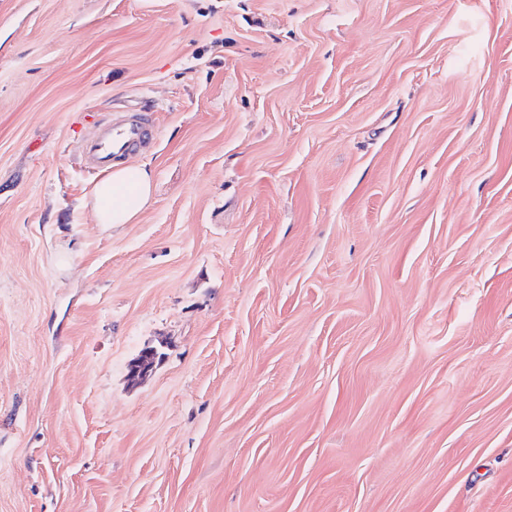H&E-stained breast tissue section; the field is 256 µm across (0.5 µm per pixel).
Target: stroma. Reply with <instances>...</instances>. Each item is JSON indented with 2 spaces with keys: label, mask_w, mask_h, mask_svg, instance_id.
Returning <instances> with one entry per match:
<instances>
[{
  "label": "stroma",
  "mask_w": 512,
  "mask_h": 512,
  "mask_svg": "<svg viewBox=\"0 0 512 512\" xmlns=\"http://www.w3.org/2000/svg\"><path fill=\"white\" fill-rule=\"evenodd\" d=\"M0 512H512V0H0ZM94 135L82 141V156L86 164L97 172L106 171L112 162L142 148L151 138L150 126L140 120L105 122L91 117ZM153 173L147 163L115 164L86 202L99 224H132L151 201ZM163 356L156 346H146L127 366L131 381H139L150 374Z\"/></svg>",
  "instance_id": "1"
}]
</instances>
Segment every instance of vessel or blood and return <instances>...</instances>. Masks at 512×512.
Wrapping results in <instances>:
<instances>
[{
    "label": "vessel or blood",
    "instance_id": "vessel-or-blood-1",
    "mask_svg": "<svg viewBox=\"0 0 512 512\" xmlns=\"http://www.w3.org/2000/svg\"><path fill=\"white\" fill-rule=\"evenodd\" d=\"M93 136L81 144L86 164L98 172L106 171L112 162L142 148L151 138L150 126L140 120H115L106 122L90 119Z\"/></svg>",
    "mask_w": 512,
    "mask_h": 512
}]
</instances>
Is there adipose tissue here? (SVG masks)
Listing matches in <instances>:
<instances>
[{
    "mask_svg": "<svg viewBox=\"0 0 512 512\" xmlns=\"http://www.w3.org/2000/svg\"><path fill=\"white\" fill-rule=\"evenodd\" d=\"M153 173L145 163L114 165L92 188L87 205L100 224H130L151 201Z\"/></svg>",
    "mask_w": 512,
    "mask_h": 512,
    "instance_id": "ef3b65f1",
    "label": "adipose tissue"
}]
</instances>
